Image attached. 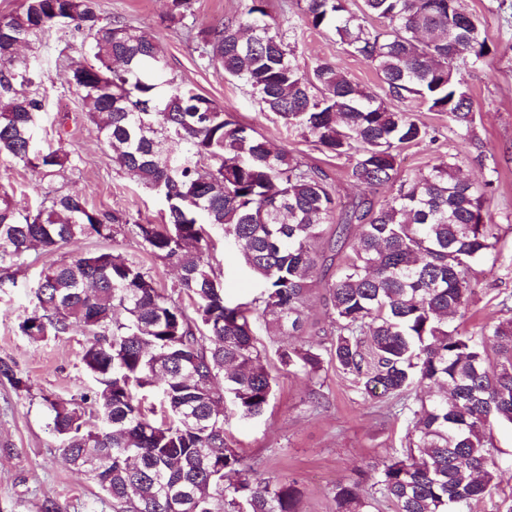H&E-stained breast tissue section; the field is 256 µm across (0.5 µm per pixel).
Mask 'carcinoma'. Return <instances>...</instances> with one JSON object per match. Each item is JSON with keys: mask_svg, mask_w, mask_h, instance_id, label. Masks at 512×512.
<instances>
[{"mask_svg": "<svg viewBox=\"0 0 512 512\" xmlns=\"http://www.w3.org/2000/svg\"><path fill=\"white\" fill-rule=\"evenodd\" d=\"M192 0H169L181 23ZM315 30H333L349 54L372 66L383 94L352 83L335 62L301 70L287 30L267 0L193 34L207 64L244 83L285 126L336 158H352L349 177L368 188L391 185L379 202L364 193L336 215L327 172L274 149L255 129L168 72L153 37L103 17L94 0H23L0 16V155L52 179L68 159L34 147L42 100L14 94L41 77L18 45H42L53 29L82 37L76 52L91 66L71 85L92 114L112 161L164 201V224H140L89 208L79 194L46 192L36 213L0 197V288L36 247L52 254L78 236L110 238L134 227L150 253L180 272L179 293L194 314L158 288L144 268L109 252L52 263L31 286L32 315L21 325L34 340L80 327L82 361L96 382L81 402H52L49 427L65 459L111 499L113 512H299L298 481L260 473L226 438V404L241 418L261 417L273 396L249 309L225 299L204 259L210 226L224 232L262 288L259 313L281 336H300L310 277L327 252L354 238L336 278L324 285L329 353L361 393L382 390L406 415V449L378 470L375 486L396 512H465L489 492L491 427L512 424V319L476 334L457 324L474 289L472 266L496 249L486 188L442 162L405 177L400 151L429 136L406 103L418 101L470 131L474 106L458 63L488 48L459 0H304ZM496 346L490 356L486 340ZM281 363L309 377L323 352L284 343ZM0 381L20 389L15 364L0 359ZM439 386L428 401L418 387ZM156 391L161 420L139 393ZM89 403L102 428H85ZM228 473L234 482H224ZM337 512H373L360 481L336 484Z\"/></svg>", "mask_w": 512, "mask_h": 512, "instance_id": "1", "label": "carcinoma"}]
</instances>
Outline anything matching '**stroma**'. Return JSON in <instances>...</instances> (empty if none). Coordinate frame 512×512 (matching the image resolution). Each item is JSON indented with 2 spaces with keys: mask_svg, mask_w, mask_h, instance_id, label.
<instances>
[{
  "mask_svg": "<svg viewBox=\"0 0 512 512\" xmlns=\"http://www.w3.org/2000/svg\"><path fill=\"white\" fill-rule=\"evenodd\" d=\"M267 4L273 17L293 28L296 61L303 70L329 59L353 83L379 89L375 70L346 53L333 32L306 25L300 0H267ZM461 5L477 18L490 49L482 62L462 68L475 106L473 127L462 137L449 130L446 115L413 107V119L427 126L430 136L404 148L399 163L404 174L411 175L452 158L473 183L493 184L487 219L499 225L500 240L496 250L472 268L475 295L461 324L475 332L484 323L512 317L501 305L512 296V0H461ZM96 8L104 17L124 19L149 32L177 79L223 104L272 146L324 169L341 202L359 195V187L348 176L349 158L329 156L288 129L263 111L248 86L226 78L222 70L200 58L189 29L234 16L239 0H192L191 13L180 24L166 21L167 0H96ZM79 40V34L71 31L52 33L37 51L43 81L17 89L18 94L34 93L44 101L35 127L36 146L78 158V166L65 168L62 176L48 183L30 168L0 156V193H7L24 211L57 187L85 195L100 213L120 212L143 223H164L160 199L112 163L69 84L78 59L72 45ZM204 248L229 301L247 303L256 297L255 279L225 247L223 233L211 232ZM92 252L136 261L158 288L169 293L176 289L178 272L123 227L108 240L83 237L52 254L32 250L14 272L15 287L0 288V358L15 361L25 382L19 390L0 382V512H41L48 499L67 504L68 512H112L111 499L65 461L61 442L48 426V400L69 401L96 388L82 362L85 335L76 329L35 341L20 329L33 308L30 288L41 271L51 263ZM253 331L266 349L264 363L275 396L260 419L231 417L228 442L247 460L258 462L261 470L297 479L302 491L300 512H335L337 483L353 476L371 487L375 469L401 450L407 423L390 413L383 398L361 394L352 376L338 369L335 361L325 360L313 379L288 372L278 356L281 337L258 317ZM491 438L495 487L472 503L471 512H505L512 504V426L494 425Z\"/></svg>",
  "mask_w": 512,
  "mask_h": 512,
  "instance_id": "1",
  "label": "stroma"
}]
</instances>
